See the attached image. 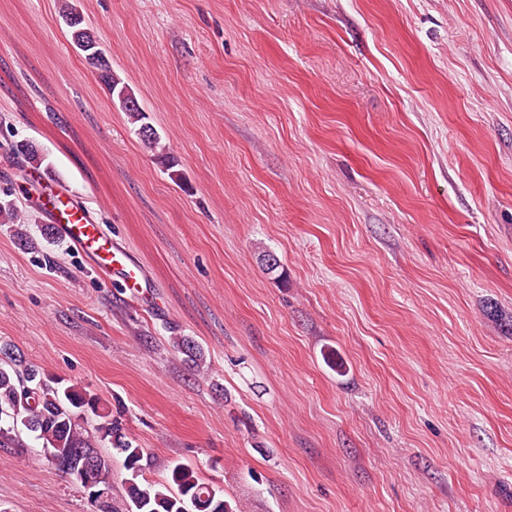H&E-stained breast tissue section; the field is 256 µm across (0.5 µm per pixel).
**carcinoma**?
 I'll return each instance as SVG.
<instances>
[{
  "instance_id": "carcinoma-1",
  "label": "carcinoma",
  "mask_w": 512,
  "mask_h": 512,
  "mask_svg": "<svg viewBox=\"0 0 512 512\" xmlns=\"http://www.w3.org/2000/svg\"><path fill=\"white\" fill-rule=\"evenodd\" d=\"M85 63L99 72L112 103L119 104L120 110L127 113L143 146L160 160L172 180H180L176 161L166 152L161 135L148 122L144 109L121 104V93L128 87L112 71L111 63L96 62L91 57L85 58ZM8 155L34 166L43 160L30 142L12 144ZM0 223L22 225L28 223V218L11 201L0 200ZM170 343L196 371L204 370V351L193 339L172 336ZM100 410L99 398L75 384L49 380L39 367L26 363L15 346L0 343V448L12 447L23 429L33 432L43 451H56L63 456L58 469L76 480L79 466L88 458L109 466L99 451L100 444L107 441L124 455L123 467L138 474L142 470V452L125 439L118 422H105L92 432L80 423L88 411L102 416ZM127 496L121 503L107 493L94 502L96 512H235L224 500L222 491L202 482L198 472L185 464L171 467L161 483L130 484Z\"/></svg>"
}]
</instances>
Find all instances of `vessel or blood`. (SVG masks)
<instances>
[{"label":"vessel or blood","mask_w":512,"mask_h":512,"mask_svg":"<svg viewBox=\"0 0 512 512\" xmlns=\"http://www.w3.org/2000/svg\"><path fill=\"white\" fill-rule=\"evenodd\" d=\"M28 176L38 191L45 217L54 224L58 237L73 245L92 267L119 276L135 298L147 300L145 273L125 250L113 243L90 212L39 170H29Z\"/></svg>","instance_id":"b4317fda"}]
</instances>
